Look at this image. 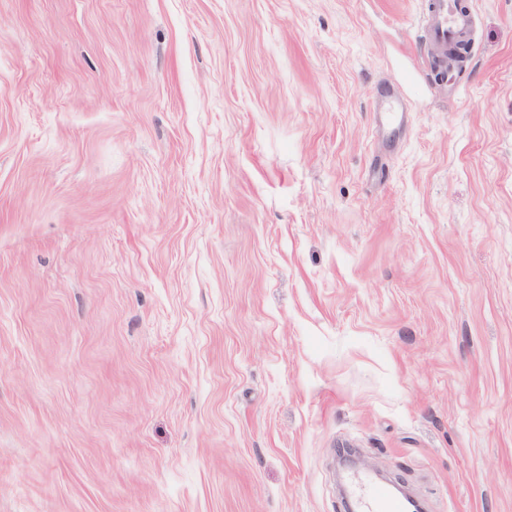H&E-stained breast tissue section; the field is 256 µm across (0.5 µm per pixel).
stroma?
Segmentation results:
<instances>
[{
  "label": "stroma",
  "instance_id": "obj_1",
  "mask_svg": "<svg viewBox=\"0 0 512 512\" xmlns=\"http://www.w3.org/2000/svg\"><path fill=\"white\" fill-rule=\"evenodd\" d=\"M430 3L0 0V512H343V447L512 512V0L452 89ZM375 112H379L378 120L382 126H393L403 123L406 110L401 98L389 92Z\"/></svg>",
  "mask_w": 512,
  "mask_h": 512
}]
</instances>
